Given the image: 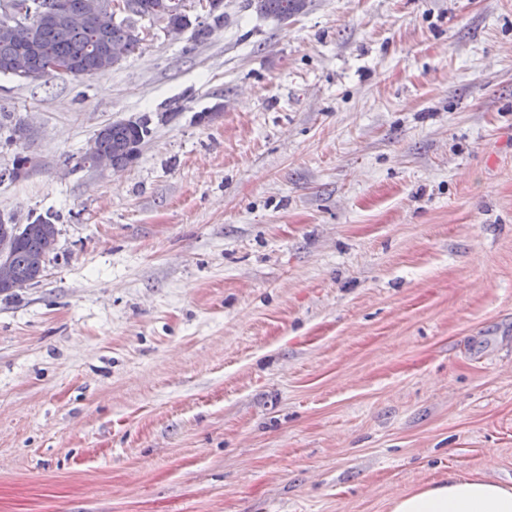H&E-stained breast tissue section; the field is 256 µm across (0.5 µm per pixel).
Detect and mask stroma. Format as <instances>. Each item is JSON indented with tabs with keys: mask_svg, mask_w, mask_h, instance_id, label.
I'll return each instance as SVG.
<instances>
[{
	"mask_svg": "<svg viewBox=\"0 0 512 512\" xmlns=\"http://www.w3.org/2000/svg\"><path fill=\"white\" fill-rule=\"evenodd\" d=\"M52 218L0 294V512H389L512 486V0H224L112 71L24 83ZM152 116L139 159L80 168ZM257 12L265 16H273L280 19H288L301 10L307 4L306 0H252ZM125 122L132 125H127L124 121H116L101 127L92 137L86 151L79 157L77 165L91 166L94 156L110 157L97 158L92 167L96 170H105L112 168V165L125 167L134 157L137 159L140 156L142 145L151 134V119L144 116L141 122L140 118L129 119ZM135 124L137 125L133 126ZM135 149H138L139 153L132 156ZM390 512H512V487L448 473L447 479L395 497Z\"/></svg>",
	"mask_w": 512,
	"mask_h": 512,
	"instance_id": "35a3bbf8",
	"label": "stroma"
}]
</instances>
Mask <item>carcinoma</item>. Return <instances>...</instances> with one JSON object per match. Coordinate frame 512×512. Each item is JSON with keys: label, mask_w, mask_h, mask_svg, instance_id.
Returning a JSON list of instances; mask_svg holds the SVG:
<instances>
[{"label": "carcinoma", "mask_w": 512, "mask_h": 512, "mask_svg": "<svg viewBox=\"0 0 512 512\" xmlns=\"http://www.w3.org/2000/svg\"><path fill=\"white\" fill-rule=\"evenodd\" d=\"M42 9L33 12L16 27L0 31V75H9L22 81L29 76L40 80L49 76L42 71L44 59L54 57L68 67V76L83 77L108 71V52L121 46L130 56L141 50L145 35L142 21L150 25L193 28L195 38L210 34L213 27L224 22V13L216 14L212 8L224 0H123L124 12L112 27L102 30L94 17L96 0H39ZM209 5L206 18L193 24L191 9ZM257 12L280 19L291 17L307 4V0H252ZM151 119L133 126L122 121L101 127L92 137L78 165L88 166L95 156L112 158V165L125 167L133 159L132 153L141 149L151 134ZM55 224L36 219L22 228L14 250L12 264L22 279H42L41 266L55 250Z\"/></svg>", "instance_id": "obj_1"}]
</instances>
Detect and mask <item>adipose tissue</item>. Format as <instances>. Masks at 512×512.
Masks as SVG:
<instances>
[{"mask_svg":"<svg viewBox=\"0 0 512 512\" xmlns=\"http://www.w3.org/2000/svg\"><path fill=\"white\" fill-rule=\"evenodd\" d=\"M390 512H512V487L452 473L447 479L398 495Z\"/></svg>","mask_w":512,"mask_h":512,"instance_id":"ef3b65f1","label":"adipose tissue"}]
</instances>
